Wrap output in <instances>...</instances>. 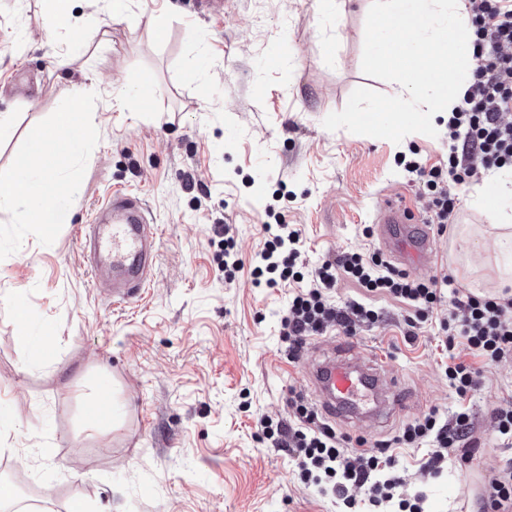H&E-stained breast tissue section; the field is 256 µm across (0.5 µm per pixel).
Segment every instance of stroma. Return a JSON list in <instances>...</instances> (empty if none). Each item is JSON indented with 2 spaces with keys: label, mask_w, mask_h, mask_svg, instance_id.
Segmentation results:
<instances>
[{
  "label": "stroma",
  "mask_w": 512,
  "mask_h": 512,
  "mask_svg": "<svg viewBox=\"0 0 512 512\" xmlns=\"http://www.w3.org/2000/svg\"><path fill=\"white\" fill-rule=\"evenodd\" d=\"M70 0L46 20L42 0H0V113L13 133L0 140V171L30 130L82 80L98 100L99 141L61 232L52 245L27 236V249L0 261V468L12 471L18 512H336L332 497L302 484L287 452L273 447L259 419L289 421L288 396L319 397L310 371L340 343L309 340L297 361L282 351L280 320L294 288L255 285L249 271L224 278L215 225L232 226L235 248L251 261L264 241L265 209L304 231L305 269L326 254L379 251L376 213L389 195L417 215L429 200L402 160L432 167L448 159L446 122L436 136L401 143L326 130L324 118L366 87L395 94L397 83L361 68V32L372 0ZM148 84L150 101L126 92ZM194 185H187L186 173ZM483 190L512 213L490 180L457 187L459 206L437 258L411 277L448 274L493 294L507 252L498 248ZM138 195L156 228L149 283L129 303L112 299V272L92 270L81 239L114 192ZM381 322L353 338V357L380 355L409 393L399 419L375 431L335 421L338 433L366 437L365 452L405 422L436 408L469 411L479 451L458 475L423 478L425 451L400 448L408 494L425 512H476L488 481L512 460L495 438L494 411L512 408V363L486 364L464 347L445 348L435 305L408 338L404 303L376 296ZM49 334L52 356L23 355L20 330ZM482 371V385L459 397L448 383L449 355ZM113 401V423L93 424L88 405Z\"/></svg>",
  "instance_id": "obj_1"
}]
</instances>
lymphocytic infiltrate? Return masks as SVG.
<instances>
[{
    "mask_svg": "<svg viewBox=\"0 0 512 512\" xmlns=\"http://www.w3.org/2000/svg\"><path fill=\"white\" fill-rule=\"evenodd\" d=\"M468 16L470 69L459 93V103L447 121L448 161L431 168L408 161L430 196V218L446 232L457 211V196L449 183L477 181L490 171H512V0H463ZM267 238L252 267L254 282L273 287L291 281L297 289L281 318L280 336L289 359H297L307 340L328 331L351 337L377 323L381 314L355 299L335 303L332 293L339 279L354 281L369 294H385L412 307L408 327L428 316L440 299L451 310L442 328L449 346L464 345L490 363L512 362V295L473 294L448 276L417 279L398 269L380 253L345 252L325 258L311 275L297 264L303 231L295 224H268ZM295 421L263 431L298 461V477L319 486L344 507L354 508L352 489H364L368 506L394 499L402 480L395 473L394 448L424 447L422 465L428 476L440 477L450 454L472 463L475 445L469 439L473 423L466 411L445 417L438 409L408 423L401 433L379 443L376 453L349 450L351 439L339 434L301 396L289 397Z\"/></svg>",
    "mask_w": 512,
    "mask_h": 512,
    "instance_id": "obj_1",
    "label": "lymphocytic infiltrate"
}]
</instances>
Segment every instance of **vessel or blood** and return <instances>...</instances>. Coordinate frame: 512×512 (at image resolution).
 <instances>
[{"instance_id": "1", "label": "vessel or blood", "mask_w": 512, "mask_h": 512, "mask_svg": "<svg viewBox=\"0 0 512 512\" xmlns=\"http://www.w3.org/2000/svg\"><path fill=\"white\" fill-rule=\"evenodd\" d=\"M108 209L110 218L96 219L92 226L97 264L117 272L112 296L127 303L146 285L154 260L156 232L153 225L147 224L137 196L114 193ZM378 222L380 245L396 261L421 265L434 262L429 228L399 198L385 199ZM385 373L381 358L355 363L342 350L316 366L311 383L321 398L324 415L376 428L406 409L402 387L396 381H385Z\"/></svg>"}]
</instances>
